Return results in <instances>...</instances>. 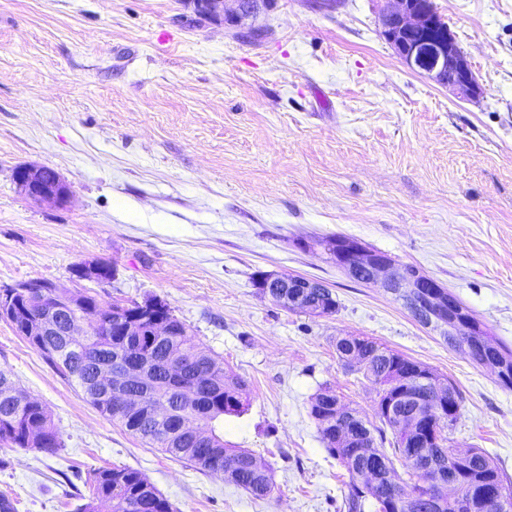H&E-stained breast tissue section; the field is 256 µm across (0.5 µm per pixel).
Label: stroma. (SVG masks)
Returning a JSON list of instances; mask_svg holds the SVG:
<instances>
[{"mask_svg": "<svg viewBox=\"0 0 512 512\" xmlns=\"http://www.w3.org/2000/svg\"><path fill=\"white\" fill-rule=\"evenodd\" d=\"M484 93L409 71L383 39L384 0H274L236 24L186 0H0V289L42 279L102 304L165 300L194 343L251 389L224 439L267 462L257 499L149 447L0 320V370L44 404L56 454L0 447L16 512H76L92 470L142 472L176 512H340L347 475L310 401L331 388L366 416L374 386L336 356L366 336L455 383L453 447L512 480V389L448 348L326 240L416 266L512 349V0H433ZM55 169L67 204L33 202L13 172ZM110 263L105 283L81 265ZM327 285L317 316L264 296L256 273Z\"/></svg>", "mask_w": 512, "mask_h": 512, "instance_id": "1", "label": "stroma"}]
</instances>
